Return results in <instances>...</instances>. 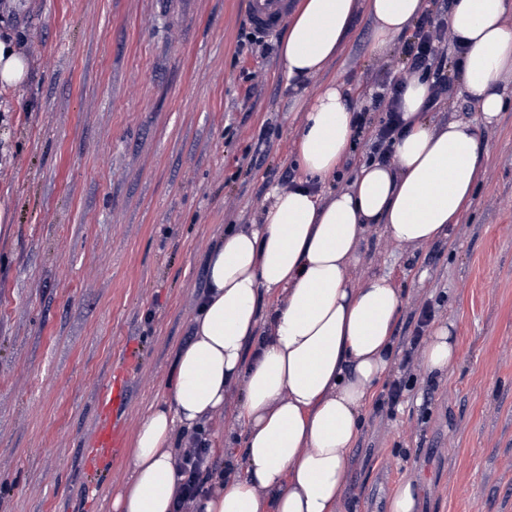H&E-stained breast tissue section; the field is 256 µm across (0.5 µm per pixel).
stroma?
Masks as SVG:
<instances>
[{"label":"stroma","mask_w":512,"mask_h":512,"mask_svg":"<svg viewBox=\"0 0 512 512\" xmlns=\"http://www.w3.org/2000/svg\"><path fill=\"white\" fill-rule=\"evenodd\" d=\"M241 23L238 0H0V39L29 67L0 90V512H111L130 450L86 468L97 387L133 359L130 433L169 399L208 251L295 168L302 113L279 55L238 53ZM375 27L357 8L309 93L334 81L358 106L399 75L400 40L374 50ZM480 138L449 239L400 248L375 225L351 269L402 289L395 338L432 300L459 354L443 379L418 368L394 416L367 413L342 512H387L412 478L421 512H512L511 100Z\"/></svg>","instance_id":"35a3bbf8"}]
</instances>
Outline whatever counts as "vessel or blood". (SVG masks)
<instances>
[{
	"label": "vessel or blood",
	"instance_id": "vessel-or-blood-1",
	"mask_svg": "<svg viewBox=\"0 0 512 512\" xmlns=\"http://www.w3.org/2000/svg\"><path fill=\"white\" fill-rule=\"evenodd\" d=\"M249 23L260 32L276 33L286 19L293 0H240ZM127 373L116 369L97 390L99 421L92 437L90 467L106 464L113 452L125 444L122 416L128 400Z\"/></svg>",
	"mask_w": 512,
	"mask_h": 512
}]
</instances>
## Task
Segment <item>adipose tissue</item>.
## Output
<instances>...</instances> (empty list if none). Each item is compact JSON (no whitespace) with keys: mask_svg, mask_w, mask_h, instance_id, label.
Returning <instances> with one entry per match:
<instances>
[{"mask_svg":"<svg viewBox=\"0 0 512 512\" xmlns=\"http://www.w3.org/2000/svg\"><path fill=\"white\" fill-rule=\"evenodd\" d=\"M423 0H365L383 49L407 32ZM356 0H302L289 18L281 61L300 82L325 69L348 31ZM448 27L466 49L457 70L478 124L427 122L428 83L411 77L405 126L386 164L362 167L349 188L321 198L352 146L348 100L328 84L304 101L298 185L275 188L255 223L221 238L206 260V291L180 347L170 399L134 435L131 476L112 512H173L179 432L229 415L224 438L239 461L199 495L193 512H342L349 454L370 401L398 356L394 328L405 297L389 276H350L369 226L398 247L447 237L471 206L495 126L512 97V0H455ZM271 300L269 315L259 305ZM449 327L421 350L428 373L456 361Z\"/></svg>","mask_w":512,"mask_h":512,"instance_id":"ef3b65f1","label":"adipose tissue"}]
</instances>
